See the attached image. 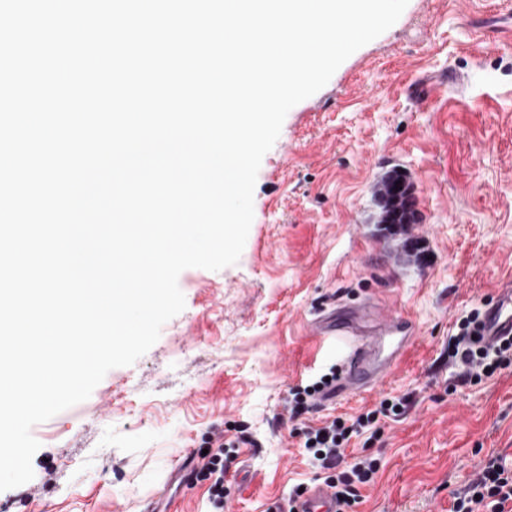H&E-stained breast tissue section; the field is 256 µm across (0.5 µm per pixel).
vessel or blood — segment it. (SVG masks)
<instances>
[{
    "label": "vessel or blood",
    "instance_id": "b4317fda",
    "mask_svg": "<svg viewBox=\"0 0 512 512\" xmlns=\"http://www.w3.org/2000/svg\"><path fill=\"white\" fill-rule=\"evenodd\" d=\"M481 340L491 344L512 337V286L498 289L482 310ZM314 335L343 344L344 354L336 379L319 397L320 405L336 403L378 386L416 343L419 329L409 317L382 314L379 307L339 306L324 312L315 323ZM294 512H342L331 488L320 484L294 504Z\"/></svg>",
    "mask_w": 512,
    "mask_h": 512
}]
</instances>
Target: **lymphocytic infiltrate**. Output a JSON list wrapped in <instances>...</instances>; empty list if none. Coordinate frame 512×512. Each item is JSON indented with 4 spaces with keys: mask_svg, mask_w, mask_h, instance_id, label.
Wrapping results in <instances>:
<instances>
[{
    "mask_svg": "<svg viewBox=\"0 0 512 512\" xmlns=\"http://www.w3.org/2000/svg\"><path fill=\"white\" fill-rule=\"evenodd\" d=\"M481 315L479 308H472L460 318L456 334L448 339V357L457 367L461 381L470 384L481 383L512 366V340L488 345L478 341ZM409 403L405 395L385 398L375 409L354 418L338 417L318 427L304 426V448L347 510L359 502L361 488L373 482L378 470L373 459L346 462L348 441L380 419L402 415ZM451 512H512V467H505L495 456L485 459L477 477L456 496Z\"/></svg>",
    "mask_w": 512,
    "mask_h": 512,
    "instance_id": "1",
    "label": "lymphocytic infiltrate"
}]
</instances>
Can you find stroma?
<instances>
[{
	"mask_svg": "<svg viewBox=\"0 0 512 512\" xmlns=\"http://www.w3.org/2000/svg\"><path fill=\"white\" fill-rule=\"evenodd\" d=\"M395 169L412 189L407 237L383 230L374 194ZM253 210L235 265L180 274L185 308L143 356L33 427L34 477L0 492V512H208L196 473L215 431L236 442L224 512H274L323 481L283 408L343 354L312 322L375 296L418 341L375 390L307 416L413 398L350 439L347 461L379 464L354 512H450L487 455L512 462V368L463 384L448 362L457 318L512 281V0H409L288 112Z\"/></svg>",
	"mask_w": 512,
	"mask_h": 512,
	"instance_id": "1",
	"label": "stroma"
}]
</instances>
